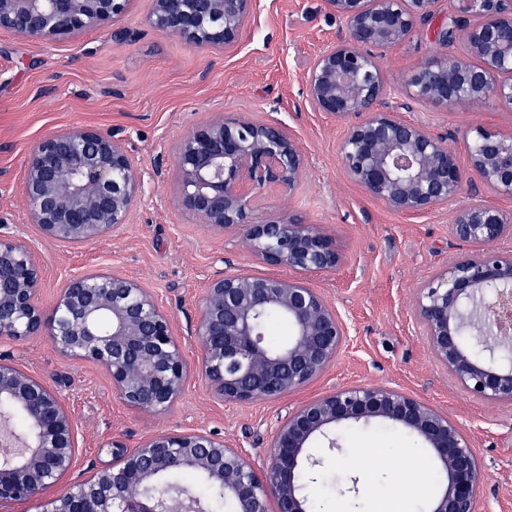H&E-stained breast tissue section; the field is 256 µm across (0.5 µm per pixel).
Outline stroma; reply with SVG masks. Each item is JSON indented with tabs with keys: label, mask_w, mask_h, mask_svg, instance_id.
I'll return each instance as SVG.
<instances>
[{
	"label": "stroma",
	"mask_w": 512,
	"mask_h": 512,
	"mask_svg": "<svg viewBox=\"0 0 512 512\" xmlns=\"http://www.w3.org/2000/svg\"><path fill=\"white\" fill-rule=\"evenodd\" d=\"M152 0H133L120 21L131 40L118 43L108 28L74 39L37 42L0 30V235L19 239L42 269L39 302L51 308L74 274L108 268L154 289L172 318L188 361L200 346L191 330L210 278L219 273L281 275L255 260L244 231H215L177 200L173 147L194 125L243 114L288 128L305 156V176L288 201L268 191L254 211L325 228L341 253L333 270L308 280L336 307L349 338L314 383L274 402H218L205 381L190 377L170 410L155 414L124 405L100 365L65 356L46 336L0 338V359L58 388L77 425L78 460L66 483L90 478L112 461L102 449L115 437L128 445L166 430L211 432L243 449L255 463L267 436L289 409L338 386L382 384L448 413L465 429L479 456V512H512V407L464 392L431 356L411 315L415 290L460 248L450 239L452 208L419 215L393 212L368 196L339 156L344 121L307 101L304 75L335 41L341 20L321 0H259L238 43L220 52L191 47L148 24ZM427 23L383 59L388 84L403 89L415 66L446 55ZM400 118L434 133L452 132L460 166L468 158L463 133L481 123L512 131V109L491 104L447 110L411 103ZM74 125L98 127L127 147L143 175L144 192L127 224L111 238L87 245L46 239L27 219L24 163L43 135ZM340 462L325 468L312 496L314 512H410L414 500L438 492L429 476V451L409 433L375 423L342 431ZM379 449V465L360 464V451ZM360 478L358 497L340 496L336 481Z\"/></svg>",
	"instance_id": "stroma-1"
}]
</instances>
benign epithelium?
Here are the masks:
<instances>
[{
  "label": "benign epithelium",
  "instance_id": "benign-epithelium-1",
  "mask_svg": "<svg viewBox=\"0 0 512 512\" xmlns=\"http://www.w3.org/2000/svg\"><path fill=\"white\" fill-rule=\"evenodd\" d=\"M130 0H0V29L33 41L71 39L88 28L118 26ZM440 0H322L344 21L336 42L308 68L305 93L320 112L346 123L340 154L350 178L391 210L421 214L457 202L465 175L451 141L396 116L408 103L387 84L382 60L420 26ZM149 24L192 47L235 45L257 0H153ZM442 45L461 55L428 60L405 87L409 100L460 109L512 107V0H448ZM470 170L492 193L512 198V133L482 125L465 135ZM178 203L215 230L246 225L245 242L288 277L215 275L200 302L194 335L197 369L221 402L278 401L319 379L345 345L348 328L305 275L336 268V242L318 225L288 216L256 221L252 200L269 187L290 196L305 170L297 140L281 124L219 117L188 131L173 153ZM29 223L50 240L90 244L127 223L143 190L125 145L99 128L72 126L43 136L25 163ZM449 233L479 250L448 261L412 299L428 349L469 395L512 406V217L470 201L454 212ZM40 266L22 241L0 236V336H48L73 358L103 366L112 392L128 407L159 413L180 398L191 376L171 316L155 290L108 270L68 279L51 311L38 296ZM288 320L287 343L266 341L264 316ZM26 425L13 426L16 414ZM372 421L417 437L444 482L431 512H478L482 469L461 424L395 388L334 387L289 410L270 432L258 468L224 438L197 430L162 431L134 447L115 438L112 463L48 501L46 512H209L187 487L166 486L173 471L200 474L234 512H310L307 485L324 468L309 448H340L336 429ZM77 463L75 419L61 392L13 363L0 361V505L41 499Z\"/></svg>",
  "mask_w": 512,
  "mask_h": 512
}]
</instances>
